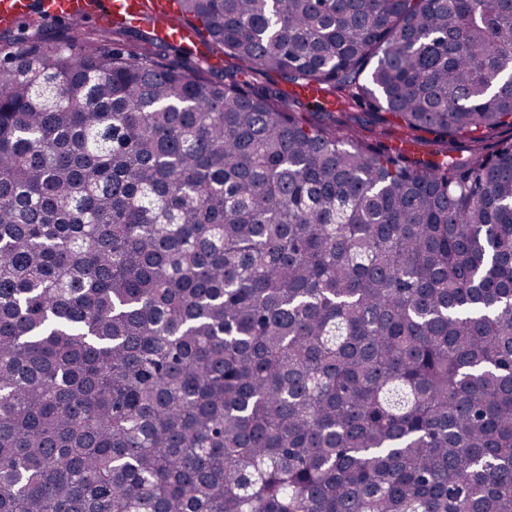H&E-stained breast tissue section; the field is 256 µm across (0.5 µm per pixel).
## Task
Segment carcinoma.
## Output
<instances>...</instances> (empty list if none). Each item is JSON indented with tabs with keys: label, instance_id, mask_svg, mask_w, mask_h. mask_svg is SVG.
Segmentation results:
<instances>
[{
	"label": "carcinoma",
	"instance_id": "obj_1",
	"mask_svg": "<svg viewBox=\"0 0 512 512\" xmlns=\"http://www.w3.org/2000/svg\"><path fill=\"white\" fill-rule=\"evenodd\" d=\"M177 2L0 38V512H512V0ZM100 7L106 23L112 20L127 21L131 41H136L141 33L148 32L145 24H134L149 18L155 33L164 41L172 43L192 42L197 39L194 31L186 26H173L170 23L172 4L168 0H105ZM175 48L169 50V57H177L186 66L206 67V64L216 73H224V69L232 70L237 62L233 59L224 57L223 54L212 49L210 43L205 37H200L196 45L180 46L174 44ZM204 62V63H203Z\"/></svg>",
	"mask_w": 512,
	"mask_h": 512
}]
</instances>
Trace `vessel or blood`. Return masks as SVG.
<instances>
[{"label":"vessel or blood","mask_w":512,"mask_h":512,"mask_svg":"<svg viewBox=\"0 0 512 512\" xmlns=\"http://www.w3.org/2000/svg\"><path fill=\"white\" fill-rule=\"evenodd\" d=\"M170 0H104L103 14L106 20H119L131 24L150 21L155 33L164 41L185 43L194 41V31L186 26L170 22ZM62 20L91 15V0H0V25L7 27L32 12Z\"/></svg>","instance_id":"obj_1"}]
</instances>
